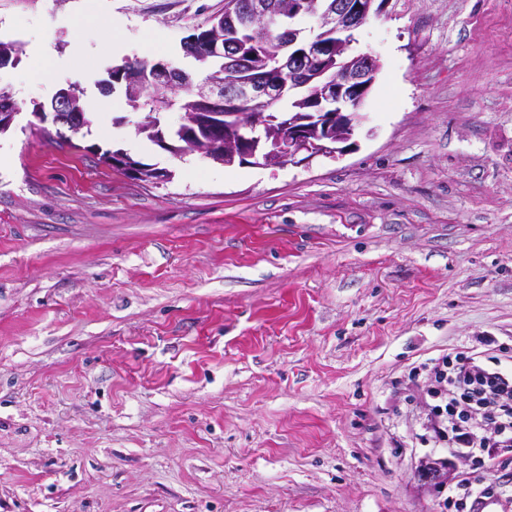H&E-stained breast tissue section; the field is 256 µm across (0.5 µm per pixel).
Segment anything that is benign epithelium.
Segmentation results:
<instances>
[{
  "instance_id": "benign-epithelium-1",
  "label": "benign epithelium",
  "mask_w": 512,
  "mask_h": 512,
  "mask_svg": "<svg viewBox=\"0 0 512 512\" xmlns=\"http://www.w3.org/2000/svg\"><path fill=\"white\" fill-rule=\"evenodd\" d=\"M388 2L247 0L239 7L229 0L224 15L185 40L187 52L196 60L220 64L206 80L196 82L190 73L167 62L141 60L134 69L113 74L101 91L137 92V72L148 68L154 86L166 92L191 90L208 110L210 121L190 147L206 159L214 149L228 160L240 157L261 168L307 166L317 157L337 159L356 146L353 136L365 120L361 109L381 70L377 57L353 51L355 33ZM306 18L314 19L316 27H302ZM272 34L277 38L270 73L230 78L243 59L264 49ZM294 94L301 95L297 104L312 113L301 122L291 119L275 136L268 135L266 111ZM78 101V89L72 86L57 96L53 112L36 119L78 133L83 129ZM18 116L12 100L5 98L0 131L13 128Z\"/></svg>"
}]
</instances>
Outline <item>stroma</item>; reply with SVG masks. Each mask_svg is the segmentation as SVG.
<instances>
[{
  "label": "stroma",
  "instance_id": "stroma-1",
  "mask_svg": "<svg viewBox=\"0 0 512 512\" xmlns=\"http://www.w3.org/2000/svg\"><path fill=\"white\" fill-rule=\"evenodd\" d=\"M226 2L0 0V512H440L467 475L512 494V465L424 474L448 456L411 376L484 336L512 368V0H390L357 34L382 63L357 149L276 169L165 152L98 87L136 57L199 71L182 42ZM87 18L122 54L73 50ZM68 86L93 123L62 147L32 108Z\"/></svg>",
  "mask_w": 512,
  "mask_h": 512
}]
</instances>
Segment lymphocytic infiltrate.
<instances>
[{
    "label": "lymphocytic infiltrate",
    "mask_w": 512,
    "mask_h": 512,
    "mask_svg": "<svg viewBox=\"0 0 512 512\" xmlns=\"http://www.w3.org/2000/svg\"><path fill=\"white\" fill-rule=\"evenodd\" d=\"M432 401L422 427L449 453L468 456L490 470L501 467V451L512 448V373L487 366L479 354L443 355L414 371ZM493 487L459 480L443 501L448 512H482L499 500Z\"/></svg>",
    "instance_id": "obj_1"
}]
</instances>
